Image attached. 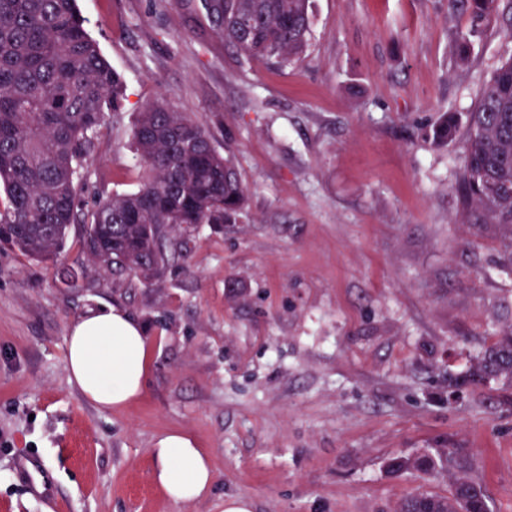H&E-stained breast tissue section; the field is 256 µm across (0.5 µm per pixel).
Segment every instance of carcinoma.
<instances>
[{"label": "carcinoma", "instance_id": "carcinoma-1", "mask_svg": "<svg viewBox=\"0 0 512 512\" xmlns=\"http://www.w3.org/2000/svg\"><path fill=\"white\" fill-rule=\"evenodd\" d=\"M224 42L251 59L286 66L306 53L310 0H200ZM451 9L487 20L512 2L448 0ZM125 99L122 76L84 28L76 0H0V243L40 261L64 253L72 225H87L91 260L159 281L164 241L201 224L221 227L247 215L248 191L234 156L220 154L207 129L164 101L139 113L134 147L142 167L136 191L100 199L79 213L85 162L111 112ZM457 119L444 114L434 141H453ZM465 188L475 224H493L512 252V58L482 88L467 118ZM497 385L496 403L512 407V324L448 386ZM476 457L460 446L390 458L393 476L443 480L448 493L405 497L395 512H490Z\"/></svg>", "mask_w": 512, "mask_h": 512}]
</instances>
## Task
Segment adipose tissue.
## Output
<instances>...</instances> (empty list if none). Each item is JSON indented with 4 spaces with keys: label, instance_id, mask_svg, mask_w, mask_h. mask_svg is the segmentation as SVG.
Masks as SVG:
<instances>
[{
    "label": "adipose tissue",
    "instance_id": "adipose-tissue-1",
    "mask_svg": "<svg viewBox=\"0 0 512 512\" xmlns=\"http://www.w3.org/2000/svg\"><path fill=\"white\" fill-rule=\"evenodd\" d=\"M148 351L142 328L121 309L88 315L69 332V379L98 407L126 406L143 392ZM155 456L154 481L169 499L194 500L207 491L210 461L189 434L162 436L156 443Z\"/></svg>",
    "mask_w": 512,
    "mask_h": 512
}]
</instances>
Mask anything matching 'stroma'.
<instances>
[{
  "mask_svg": "<svg viewBox=\"0 0 512 512\" xmlns=\"http://www.w3.org/2000/svg\"><path fill=\"white\" fill-rule=\"evenodd\" d=\"M125 82L83 207L133 190L132 130L166 100L233 151L249 218L202 226L143 285L66 253L0 247V512H393L444 481L388 458L461 445L491 512H512V408L448 398L512 323V263L468 219L466 115L512 57V13L473 22L448 0H312L306 57L281 68L226 46L199 0H77ZM471 31L465 64L455 34ZM455 113L453 142L432 128ZM124 310L149 339L142 395L105 410L66 369L70 327ZM190 433L213 479L187 503L153 481L157 440Z\"/></svg>",
  "mask_w": 512,
  "mask_h": 512,
  "instance_id": "obj_1",
  "label": "stroma"
}]
</instances>
